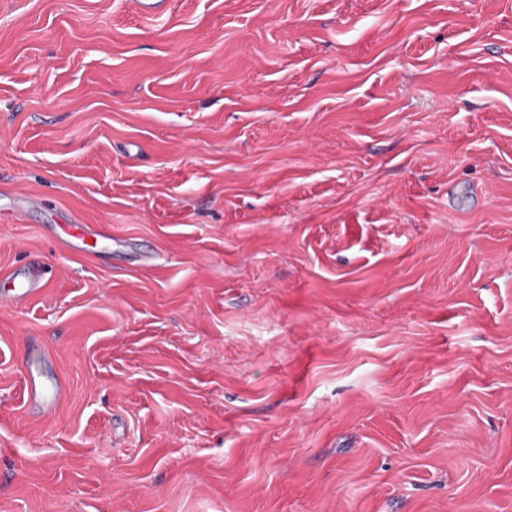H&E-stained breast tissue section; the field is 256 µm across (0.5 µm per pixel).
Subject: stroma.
Returning a JSON list of instances; mask_svg holds the SVG:
<instances>
[{
	"label": "stroma",
	"instance_id": "35a3bbf8",
	"mask_svg": "<svg viewBox=\"0 0 512 512\" xmlns=\"http://www.w3.org/2000/svg\"><path fill=\"white\" fill-rule=\"evenodd\" d=\"M169 2L0 0V512H512V0ZM73 226L68 236L73 241L67 239L65 246L72 251L80 252L86 256L92 255L98 240H112V236L104 229L94 224H70ZM46 273L44 264L32 262L26 265L23 274L7 277L5 280H12V288L0 292L1 306H17L38 297L45 288ZM51 359L49 350L42 349L41 366L28 368L25 374L27 403L38 417L51 414L67 394V386L53 371Z\"/></svg>",
	"mask_w": 512,
	"mask_h": 512
}]
</instances>
